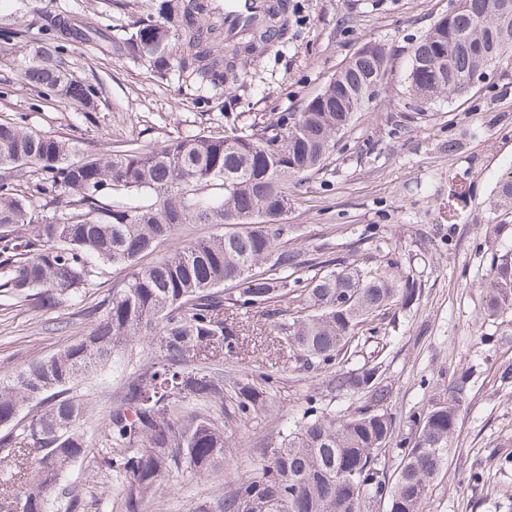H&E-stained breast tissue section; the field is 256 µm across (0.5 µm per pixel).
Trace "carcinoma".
Segmentation results:
<instances>
[{
    "mask_svg": "<svg viewBox=\"0 0 512 512\" xmlns=\"http://www.w3.org/2000/svg\"><path fill=\"white\" fill-rule=\"evenodd\" d=\"M502 0H461L413 48L410 101L454 100L472 89L466 78L512 49V16ZM48 43L21 61L23 78L41 97L90 105L96 85L68 70L69 47L106 40L100 27L60 16L45 20ZM288 0L267 5L261 27L229 46L213 0H155L112 54L156 76L176 70L217 91L238 81L245 65L292 39ZM447 61L446 75L428 61ZM393 59L387 44L347 60L298 112L227 135L178 137L144 148L90 152L82 143L0 120V302L47 312L65 298L84 301L112 270L126 275L79 311L86 333L56 354L0 381V504L8 512H147L148 502L177 477H209L230 465L227 434L266 415L279 377L224 373L238 354L251 316L267 309L278 345L334 391L360 392L367 405L339 416L309 400L300 420L263 444L262 463L223 489L202 493L194 512H360L367 496L390 512H424L443 467L470 376L448 383V396L415 423L395 478L375 467L393 438L391 389L382 366L335 370L336 357L359 326L391 302L419 297L398 267L332 268L288 246V227L270 222L288 212V181L316 169L374 94L366 91ZM231 188H226L225 184ZM499 205H512V170L498 182ZM184 224L226 225L222 234L175 239ZM148 265L140 259L161 244ZM328 271L311 277L315 266ZM486 310L512 309V263L504 259L485 284ZM144 340L150 356L127 364L110 405L95 422L99 395L89 375ZM93 462L96 490L64 484L78 461Z\"/></svg>",
    "mask_w": 512,
    "mask_h": 512,
    "instance_id": "carcinoma-1",
    "label": "carcinoma"
}]
</instances>
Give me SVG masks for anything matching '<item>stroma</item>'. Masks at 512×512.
I'll use <instances>...</instances> for the list:
<instances>
[{
  "mask_svg": "<svg viewBox=\"0 0 512 512\" xmlns=\"http://www.w3.org/2000/svg\"><path fill=\"white\" fill-rule=\"evenodd\" d=\"M293 40L258 59L243 81L202 96L175 75L159 78L143 66L102 52L94 44L69 49L71 73L97 84L93 107L38 97L19 61L43 40L29 0H0V24L22 34L0 51V118L24 117L28 126L85 143L91 151L127 143L156 146L177 137L220 135L225 115L244 128L278 112L300 111L362 45L384 42L394 51L387 88L379 90L339 135L323 168L290 183L286 219L290 237L360 266L400 264L417 282L409 308L390 305L362 326L336 368L381 364L392 387L388 411L395 441L376 466L393 477L399 439L414 435L415 416L443 395L458 373L471 377L448 458L434 481L426 512H512V383L500 366L512 363V311L488 316L484 284L512 249V213L496 205L497 182L512 169V51L463 98L407 108L406 70L413 47L450 11L454 0H295ZM154 0H42L43 14L72 15L121 38L152 11ZM469 195L458 224L448 222V178ZM73 302L34 318L0 306V379L51 356L86 330ZM256 331L233 364L236 374L263 368L278 373L276 413L238 424L226 450L229 468L205 480L173 482L150 512H192L197 494L247 476L261 462V444L283 420H297L308 398L327 413L354 412L363 394L332 392L322 375L278 349L254 317ZM478 467L467 485L462 474Z\"/></svg>",
  "mask_w": 512,
  "mask_h": 512,
  "instance_id": "1",
  "label": "stroma"
}]
</instances>
